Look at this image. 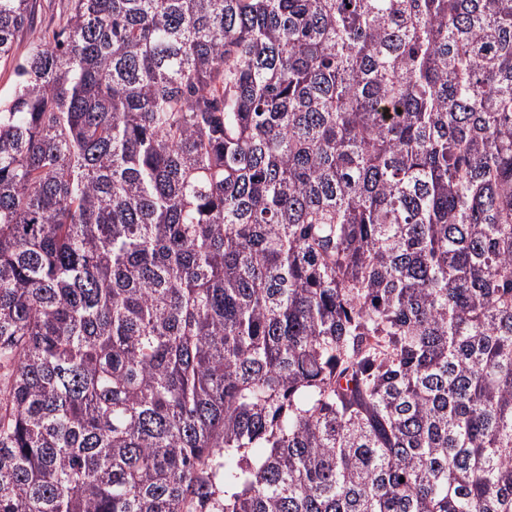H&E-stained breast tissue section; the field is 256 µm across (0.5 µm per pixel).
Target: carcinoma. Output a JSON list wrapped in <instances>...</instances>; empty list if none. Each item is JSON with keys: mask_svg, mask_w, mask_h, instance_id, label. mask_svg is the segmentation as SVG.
<instances>
[{"mask_svg": "<svg viewBox=\"0 0 512 512\" xmlns=\"http://www.w3.org/2000/svg\"><path fill=\"white\" fill-rule=\"evenodd\" d=\"M16 74L0 512H512V0H70Z\"/></svg>", "mask_w": 512, "mask_h": 512, "instance_id": "carcinoma-1", "label": "carcinoma"}]
</instances>
